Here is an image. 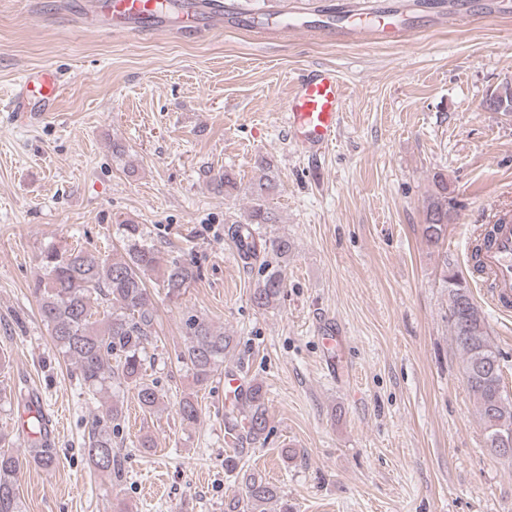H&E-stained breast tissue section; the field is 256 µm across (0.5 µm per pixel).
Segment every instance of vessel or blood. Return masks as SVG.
I'll list each match as a JSON object with an SVG mask.
<instances>
[{
  "instance_id": "vessel-or-blood-1",
  "label": "vessel or blood",
  "mask_w": 512,
  "mask_h": 512,
  "mask_svg": "<svg viewBox=\"0 0 512 512\" xmlns=\"http://www.w3.org/2000/svg\"><path fill=\"white\" fill-rule=\"evenodd\" d=\"M79 9L87 25H105L122 35L151 34L168 25L167 16L155 12L154 0H82ZM171 9L188 21L193 33L199 32L204 20L212 26L223 24L226 12L223 0H173ZM385 27L384 16L378 14L366 26L331 20L321 25L293 20L279 28L278 34L282 37L298 32L327 34L358 45L365 37L383 35ZM62 91L56 68L46 65L26 74L19 96L8 100L6 108L21 117L29 106L54 104ZM345 106L346 89L335 69L322 67L301 74L283 114L291 143L309 156H320L336 141ZM492 234V243L481 260L498 301L505 305L512 301V222H498Z\"/></svg>"
}]
</instances>
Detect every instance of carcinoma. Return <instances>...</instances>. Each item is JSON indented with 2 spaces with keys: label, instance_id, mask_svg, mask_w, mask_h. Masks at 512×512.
Wrapping results in <instances>:
<instances>
[{
  "label": "carcinoma",
  "instance_id": "obj_1",
  "mask_svg": "<svg viewBox=\"0 0 512 512\" xmlns=\"http://www.w3.org/2000/svg\"><path fill=\"white\" fill-rule=\"evenodd\" d=\"M483 107L490 112H512V88L501 86L486 95ZM213 189L230 196L238 190L236 177L226 171L211 180ZM277 189L275 177L265 175L249 187L252 205L241 220L232 222L228 234L247 265L261 263L263 278L251 301L260 310L276 307L284 296L283 263L292 250L285 236L267 238L259 232L263 224L277 223L269 199ZM455 189L442 173L433 176V189L424 206V236L437 245L448 229V217L457 213ZM125 241L124 254L91 253L67 244L51 245L42 255L44 274L32 285L39 315L62 355L75 364L80 384L93 395H107L112 387L135 390L139 405L153 410L163 401L156 386L145 378L147 347L157 340L156 313L146 280L161 275V286L171 300H180L199 277L198 270L181 257L165 254L151 244L140 224H119ZM443 282L448 288V318L453 339L463 356L467 389L476 398L491 451L493 434L512 431V397L503 386L498 354L491 344L484 316L474 303L465 279L446 263ZM236 346L233 336L207 319L191 315L185 321V339L179 358L194 384H206L224 366V358ZM266 390L255 380L239 390L235 412L225 416L224 426L238 445L224 458V469H239L245 448L267 439ZM181 420H198L197 399L184 395L178 402ZM123 416L122 405L113 401L89 430L87 456L94 470L122 478V464L112 446L113 427ZM35 458L47 471L55 463L50 441L41 439ZM22 461L0 448V512H23L18 492ZM245 496L233 497L224 512H266L276 503L278 512H290L288 500L276 483L254 473L243 474Z\"/></svg>",
  "mask_w": 512,
  "mask_h": 512
}]
</instances>
